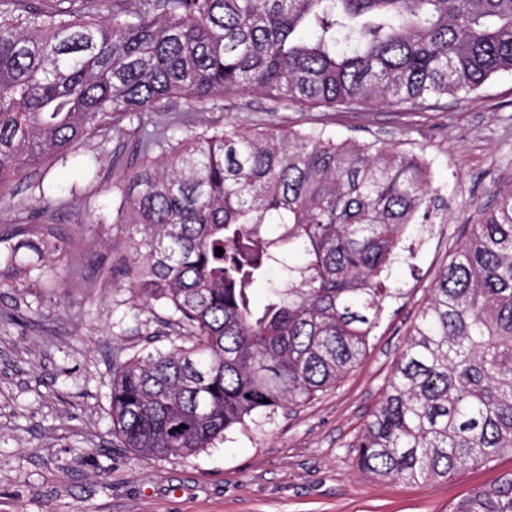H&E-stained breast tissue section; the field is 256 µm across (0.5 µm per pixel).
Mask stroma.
<instances>
[{"label": "stroma", "mask_w": 512, "mask_h": 512, "mask_svg": "<svg viewBox=\"0 0 512 512\" xmlns=\"http://www.w3.org/2000/svg\"><path fill=\"white\" fill-rule=\"evenodd\" d=\"M233 123L246 128L322 129L336 140L376 142L425 157L446 208L411 230L412 257L395 264L394 295L360 366L336 388L261 415L187 457L146 458L112 435L117 362L169 349L156 314L134 326L124 271L131 225L120 204L141 160L126 132L84 142L76 155L28 170L0 200V251L10 225L43 209L38 225L66 244L42 278L0 288V512H446L456 498L512 473V456L449 480L378 482L355 469L352 448L405 347L438 272L461 243L495 181L512 173V74L477 92L419 106L291 104L259 92L202 110L178 101L148 116L149 128L182 136ZM124 164H112L113 154ZM98 156L96 175L82 165Z\"/></svg>", "instance_id": "obj_1"}]
</instances>
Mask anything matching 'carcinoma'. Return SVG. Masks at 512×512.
I'll return each instance as SVG.
<instances>
[{
    "instance_id": "cac0c4a2",
    "label": "carcinoma",
    "mask_w": 512,
    "mask_h": 512,
    "mask_svg": "<svg viewBox=\"0 0 512 512\" xmlns=\"http://www.w3.org/2000/svg\"><path fill=\"white\" fill-rule=\"evenodd\" d=\"M512 72V0H0V193L128 125L146 160L125 209L133 298L172 347L116 364L112 435L193 455L335 388L378 327L392 265L429 223L430 163L324 130L191 131L149 160L144 116L244 91L275 106L418 105ZM22 273L66 246L15 226ZM224 250L216 254V248ZM266 302L252 289L271 268ZM358 471L427 483L512 455V173L437 275L370 421ZM512 512V473L448 506Z\"/></svg>"
}]
</instances>
